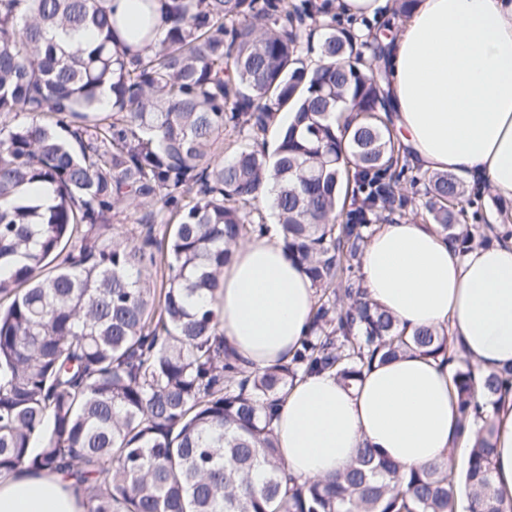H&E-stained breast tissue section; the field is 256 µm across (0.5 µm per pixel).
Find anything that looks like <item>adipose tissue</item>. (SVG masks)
<instances>
[{
	"instance_id": "ef3b65f1",
	"label": "adipose tissue",
	"mask_w": 512,
	"mask_h": 512,
	"mask_svg": "<svg viewBox=\"0 0 512 512\" xmlns=\"http://www.w3.org/2000/svg\"><path fill=\"white\" fill-rule=\"evenodd\" d=\"M395 129L424 172L481 177L512 200V0H416L388 40ZM368 298L407 331L455 336L475 378L512 364V237L455 255L438 225L377 224L361 259ZM315 304L274 235L236 248L215 302L218 330L251 369L288 361ZM494 484L512 512V395L488 418ZM289 474L323 479L370 446L403 468L469 450L448 364L417 352L373 363L353 385L334 372L288 390L275 424ZM75 480L21 466L0 475V512H88Z\"/></svg>"
}]
</instances>
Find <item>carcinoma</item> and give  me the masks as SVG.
<instances>
[{"label": "carcinoma", "mask_w": 512, "mask_h": 512, "mask_svg": "<svg viewBox=\"0 0 512 512\" xmlns=\"http://www.w3.org/2000/svg\"><path fill=\"white\" fill-rule=\"evenodd\" d=\"M129 5L118 18L112 0H0V470L64 468L89 512H455L453 465L406 470L366 446L299 483L274 434L302 376L454 360L447 334H406L358 277L374 222L405 214L403 184L424 185L454 251L495 231L458 222L457 176L406 179L381 41L328 23L312 65L304 31L326 3ZM267 203L316 301L293 357L251 370L198 298L216 299L234 249L269 230ZM454 382L466 427L512 389V367L484 376L481 402L470 367ZM493 452L477 433L467 512H504Z\"/></svg>", "instance_id": "cac0c4a2"}]
</instances>
